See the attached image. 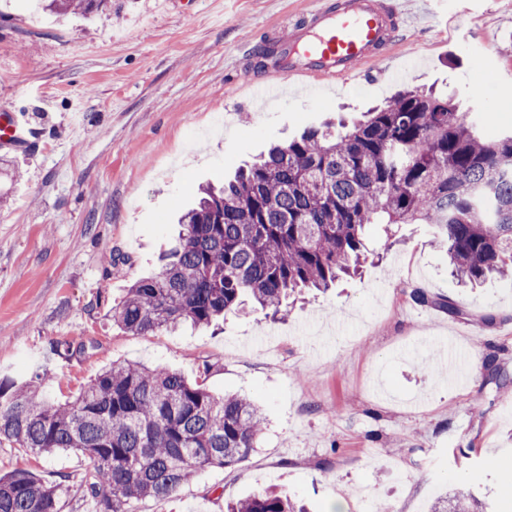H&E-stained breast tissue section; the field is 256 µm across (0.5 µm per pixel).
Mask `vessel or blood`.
I'll use <instances>...</instances> for the list:
<instances>
[{
	"label": "vessel or blood",
	"instance_id": "b4317fda",
	"mask_svg": "<svg viewBox=\"0 0 512 512\" xmlns=\"http://www.w3.org/2000/svg\"><path fill=\"white\" fill-rule=\"evenodd\" d=\"M408 23L400 0H316L307 16L281 26L273 48L279 79L307 75L325 82L358 75L369 62L391 56ZM38 136L26 113L0 108V151L27 153Z\"/></svg>",
	"mask_w": 512,
	"mask_h": 512
}]
</instances>
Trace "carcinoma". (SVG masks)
I'll use <instances>...</instances> for the list:
<instances>
[{"label": "carcinoma", "mask_w": 512, "mask_h": 512, "mask_svg": "<svg viewBox=\"0 0 512 512\" xmlns=\"http://www.w3.org/2000/svg\"><path fill=\"white\" fill-rule=\"evenodd\" d=\"M106 0H51L91 14ZM186 233L153 275L112 306L134 336L205 328L249 298L277 317L290 295L328 288L356 270L368 224H428L457 278H512V135L488 139L450 98L407 88L366 120L310 129L220 187L199 190ZM42 376L0 379V444L30 455L74 450L91 462L94 512H134L174 497L206 467H233L260 447L262 413L180 373L138 362L103 370L72 403L41 395ZM62 485L26 468L0 476V512H59ZM470 494L437 497L429 512H476ZM226 512H298L257 492Z\"/></svg>", "instance_id": "carcinoma-1"}]
</instances>
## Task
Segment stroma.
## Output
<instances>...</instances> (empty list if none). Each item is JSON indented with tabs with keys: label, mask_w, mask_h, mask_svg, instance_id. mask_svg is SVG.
Returning <instances> with one entry per match:
<instances>
[{
	"label": "stroma",
	"mask_w": 512,
	"mask_h": 512,
	"mask_svg": "<svg viewBox=\"0 0 512 512\" xmlns=\"http://www.w3.org/2000/svg\"><path fill=\"white\" fill-rule=\"evenodd\" d=\"M315 0H108L90 20L60 19L36 0H0V107L27 113L44 138L0 168V377L44 374L48 402L72 401L103 369L161 364L263 412L261 446L231 468L201 470L169 501L136 512H224L267 487L308 512L338 489L350 512H427L467 491L487 512L512 506V283L453 279L424 224L366 228L357 275L289 301L278 318L248 308L203 330L134 336L111 317L153 273L199 186L228 177L308 127L353 121L410 87L454 96L496 137L512 108V0H433L431 22L401 31L396 69L375 63L347 84L285 86L255 100V48ZM488 76L472 92L475 62ZM124 255L106 272L105 255ZM420 289L429 303L414 302ZM450 300L454 311L438 306ZM452 343L475 373L441 365ZM73 343L70 356L56 345ZM87 458L31 456L0 445V474L25 468L63 486L60 512H90Z\"/></svg>",
	"instance_id": "35a3bbf8"
}]
</instances>
